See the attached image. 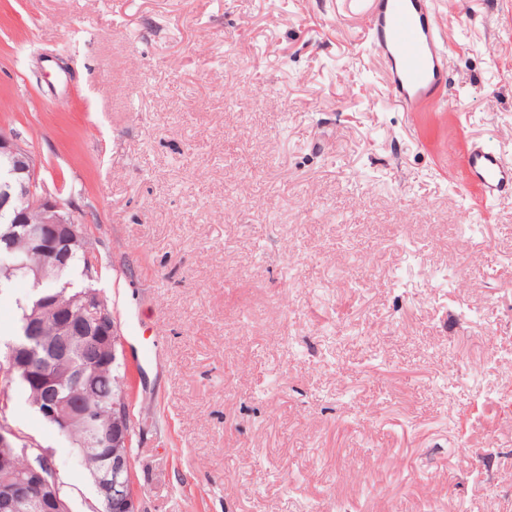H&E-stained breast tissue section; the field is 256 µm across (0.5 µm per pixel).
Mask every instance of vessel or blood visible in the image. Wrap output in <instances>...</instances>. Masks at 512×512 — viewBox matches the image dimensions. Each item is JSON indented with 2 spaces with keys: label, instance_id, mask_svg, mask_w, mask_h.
Instances as JSON below:
<instances>
[{
  "label": "vessel or blood",
  "instance_id": "b4317fda",
  "mask_svg": "<svg viewBox=\"0 0 512 512\" xmlns=\"http://www.w3.org/2000/svg\"><path fill=\"white\" fill-rule=\"evenodd\" d=\"M389 96L407 112L455 109L448 93V52L437 14L428 0H354ZM465 156L466 176L482 198L512 193V163L484 145Z\"/></svg>",
  "mask_w": 512,
  "mask_h": 512
}]
</instances>
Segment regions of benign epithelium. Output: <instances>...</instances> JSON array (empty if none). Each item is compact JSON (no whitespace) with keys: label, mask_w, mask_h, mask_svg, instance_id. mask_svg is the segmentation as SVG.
Wrapping results in <instances>:
<instances>
[{"label":"benign epithelium","mask_w":512,"mask_h":512,"mask_svg":"<svg viewBox=\"0 0 512 512\" xmlns=\"http://www.w3.org/2000/svg\"><path fill=\"white\" fill-rule=\"evenodd\" d=\"M37 210L41 220H29V212ZM0 212L13 215L14 228L47 257V267L24 271V265H10V270L21 273L39 283L50 272L66 265L72 251L82 247V236L75 230L80 207L71 200L63 204L40 183L34 156L21 137L7 128H0ZM85 316L76 320L71 301L58 297H41L35 308L49 305L56 318L53 332L47 333L45 324L27 319L24 332L36 334L43 350V361L70 357L76 343L86 336H110L112 344L120 343L117 326L112 317L100 311V299L90 293L83 297ZM24 378L33 390L51 393L55 380L43 369L24 367ZM112 454L96 477L95 488L104 512H146L144 501L135 490L132 473V433L134 432L129 406L123 397L112 403ZM22 501L38 502L45 512H70L68 501L60 496L56 485L38 469L29 476H19L0 485V512H15Z\"/></svg>","instance_id":"obj_1"}]
</instances>
